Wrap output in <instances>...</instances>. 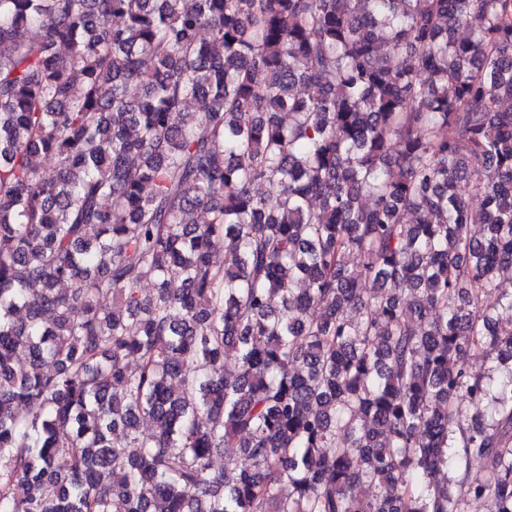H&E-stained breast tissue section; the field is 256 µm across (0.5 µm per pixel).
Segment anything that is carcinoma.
Listing matches in <instances>:
<instances>
[{
  "label": "carcinoma",
  "mask_w": 512,
  "mask_h": 512,
  "mask_svg": "<svg viewBox=\"0 0 512 512\" xmlns=\"http://www.w3.org/2000/svg\"><path fill=\"white\" fill-rule=\"evenodd\" d=\"M0 45V512H512V0H0Z\"/></svg>",
  "instance_id": "cac0c4a2"
}]
</instances>
